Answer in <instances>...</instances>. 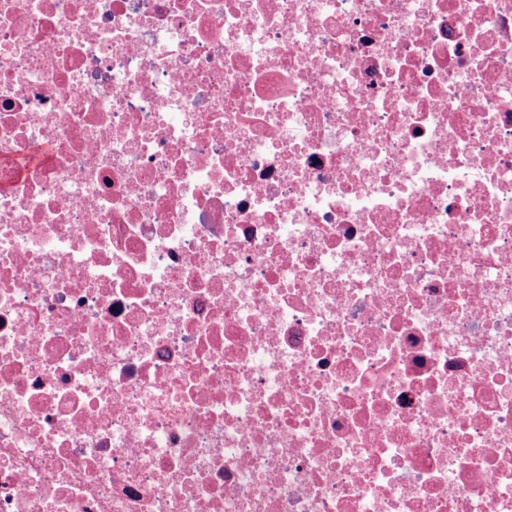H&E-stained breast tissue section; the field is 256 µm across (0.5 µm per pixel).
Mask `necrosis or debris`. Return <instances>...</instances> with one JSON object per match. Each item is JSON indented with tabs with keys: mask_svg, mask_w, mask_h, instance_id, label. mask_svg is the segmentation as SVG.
I'll list each match as a JSON object with an SVG mask.
<instances>
[{
	"mask_svg": "<svg viewBox=\"0 0 512 512\" xmlns=\"http://www.w3.org/2000/svg\"><path fill=\"white\" fill-rule=\"evenodd\" d=\"M0 512H512V0H0Z\"/></svg>",
	"mask_w": 512,
	"mask_h": 512,
	"instance_id": "4bbe7bcc",
	"label": "necrosis or debris"
}]
</instances>
